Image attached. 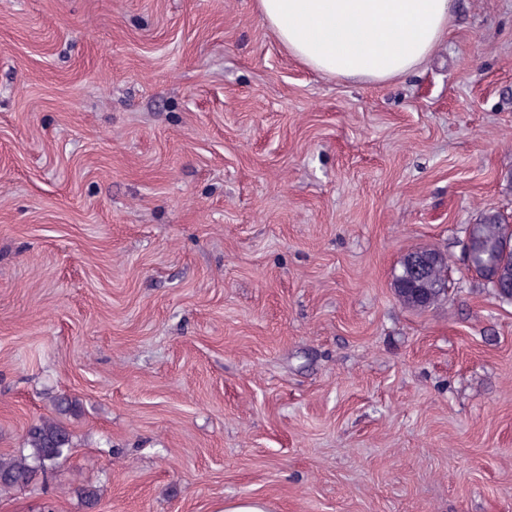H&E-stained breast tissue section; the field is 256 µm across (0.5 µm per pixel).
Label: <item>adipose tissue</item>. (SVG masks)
Returning a JSON list of instances; mask_svg holds the SVG:
<instances>
[{
  "instance_id": "ef3b65f1",
  "label": "adipose tissue",
  "mask_w": 512,
  "mask_h": 512,
  "mask_svg": "<svg viewBox=\"0 0 512 512\" xmlns=\"http://www.w3.org/2000/svg\"><path fill=\"white\" fill-rule=\"evenodd\" d=\"M451 0H256L288 52L317 71L383 81L425 62Z\"/></svg>"
}]
</instances>
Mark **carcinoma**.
<instances>
[{
	"instance_id": "cac0c4a2",
	"label": "carcinoma",
	"mask_w": 512,
	"mask_h": 512,
	"mask_svg": "<svg viewBox=\"0 0 512 512\" xmlns=\"http://www.w3.org/2000/svg\"><path fill=\"white\" fill-rule=\"evenodd\" d=\"M476 256L469 271L487 279L491 269L502 278L512 279V224L500 216H491L472 227ZM432 266L422 278L413 275L408 259L394 271L392 285L403 305L412 310H426L448 296L442 284L449 280L448 256L435 249ZM26 451L9 458L0 456V490L29 486L42 467L52 468L67 458L72 450L68 430L56 418H47L27 431Z\"/></svg>"
}]
</instances>
